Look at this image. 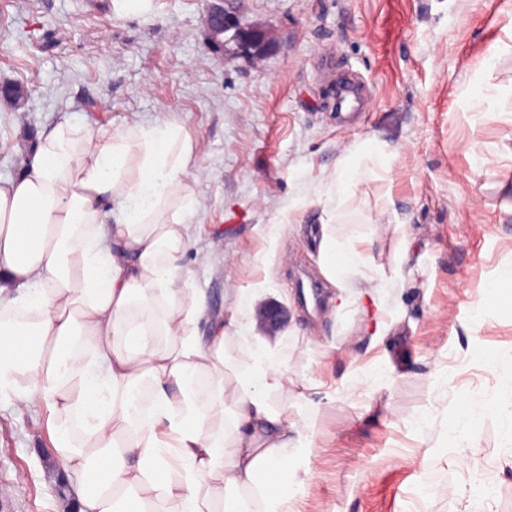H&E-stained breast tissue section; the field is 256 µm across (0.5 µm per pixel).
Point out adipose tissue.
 <instances>
[{
	"mask_svg": "<svg viewBox=\"0 0 512 512\" xmlns=\"http://www.w3.org/2000/svg\"><path fill=\"white\" fill-rule=\"evenodd\" d=\"M190 139L162 122L40 132L22 174L0 179V394L49 412L47 469L64 512H293L311 481L318 404L237 296L202 333L183 263L194 198ZM369 239L322 225V272L344 288ZM496 416L512 468V404L462 411L465 454Z\"/></svg>",
	"mask_w": 512,
	"mask_h": 512,
	"instance_id": "1",
	"label": "adipose tissue"
}]
</instances>
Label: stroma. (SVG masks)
Wrapping results in <instances>:
<instances>
[{
    "label": "stroma",
    "instance_id": "obj_1",
    "mask_svg": "<svg viewBox=\"0 0 512 512\" xmlns=\"http://www.w3.org/2000/svg\"><path fill=\"white\" fill-rule=\"evenodd\" d=\"M209 3L0 0V83L25 91L0 97V177L66 119L179 125L193 144V287L214 320L238 292L286 307L282 355L321 407L298 512H470L480 469L496 488L485 512H512L498 420L480 422L464 461L448 441L461 403L512 399V310L491 290L512 272V0H224L267 34L255 60L211 47ZM335 80L359 90L341 115ZM345 164L357 175L340 195ZM325 220L337 240L372 238L384 277L348 274L344 303L323 283L311 315L291 273L320 274ZM375 303L393 326L374 347ZM52 444L46 417L0 402V485L16 486L0 512H59Z\"/></svg>",
    "mask_w": 512,
    "mask_h": 512
}]
</instances>
